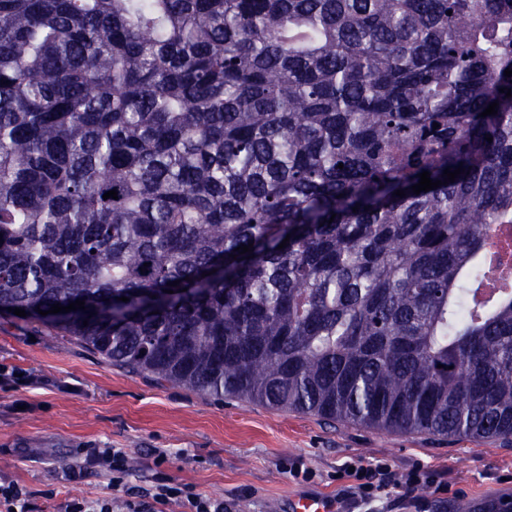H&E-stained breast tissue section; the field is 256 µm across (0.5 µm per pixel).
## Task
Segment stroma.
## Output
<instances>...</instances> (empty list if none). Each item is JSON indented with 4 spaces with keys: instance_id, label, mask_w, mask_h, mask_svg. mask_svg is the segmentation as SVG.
I'll return each mask as SVG.
<instances>
[{
    "instance_id": "obj_1",
    "label": "stroma",
    "mask_w": 512,
    "mask_h": 512,
    "mask_svg": "<svg viewBox=\"0 0 512 512\" xmlns=\"http://www.w3.org/2000/svg\"><path fill=\"white\" fill-rule=\"evenodd\" d=\"M0 365L27 382L0 386V478L31 492L45 512L70 498L113 497L115 512L170 479L230 504L232 512H289L288 500L316 494L339 512H456L474 496L512 498V441L464 440L381 431L264 403L218 399L113 365L73 337L35 319L0 312ZM118 448L130 471L113 491L97 468L68 477L76 449ZM167 451L156 463L154 451ZM301 461L314 476L289 471ZM385 461L439 474L447 493L392 489L368 506L345 472Z\"/></svg>"
}]
</instances>
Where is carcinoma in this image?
Returning <instances> with one entry per match:
<instances>
[{
  "label": "carcinoma",
  "mask_w": 512,
  "mask_h": 512,
  "mask_svg": "<svg viewBox=\"0 0 512 512\" xmlns=\"http://www.w3.org/2000/svg\"><path fill=\"white\" fill-rule=\"evenodd\" d=\"M508 68L512 0H0V310L205 395L512 440Z\"/></svg>",
  "instance_id": "cac0c4a2"
}]
</instances>
